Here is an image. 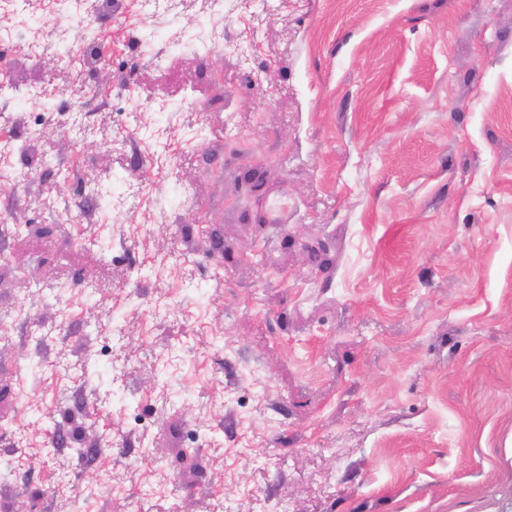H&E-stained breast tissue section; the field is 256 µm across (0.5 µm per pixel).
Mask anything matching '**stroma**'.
Instances as JSON below:
<instances>
[{
	"instance_id": "1",
	"label": "stroma",
	"mask_w": 512,
	"mask_h": 512,
	"mask_svg": "<svg viewBox=\"0 0 512 512\" xmlns=\"http://www.w3.org/2000/svg\"><path fill=\"white\" fill-rule=\"evenodd\" d=\"M1 463L512 512V0H0Z\"/></svg>"
}]
</instances>
